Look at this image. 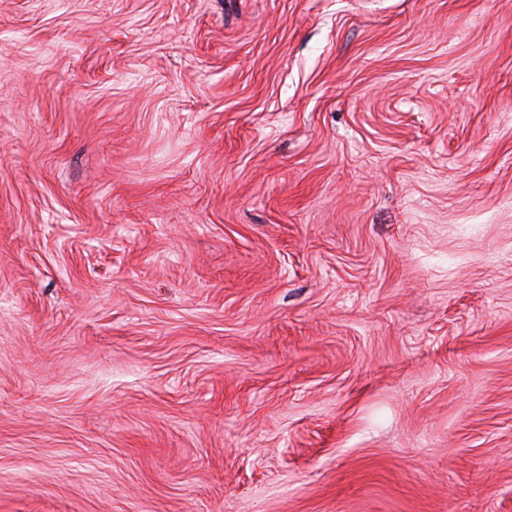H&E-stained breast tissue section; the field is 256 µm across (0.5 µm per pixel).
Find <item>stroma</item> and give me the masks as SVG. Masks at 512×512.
Returning <instances> with one entry per match:
<instances>
[{
  "mask_svg": "<svg viewBox=\"0 0 512 512\" xmlns=\"http://www.w3.org/2000/svg\"><path fill=\"white\" fill-rule=\"evenodd\" d=\"M0 512H512V0H0Z\"/></svg>",
  "mask_w": 512,
  "mask_h": 512,
  "instance_id": "1",
  "label": "stroma"
}]
</instances>
